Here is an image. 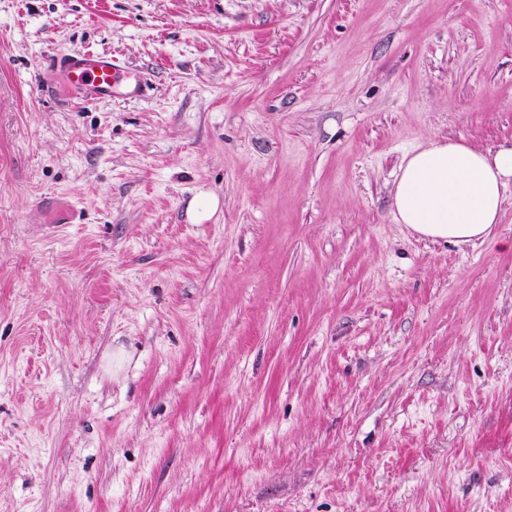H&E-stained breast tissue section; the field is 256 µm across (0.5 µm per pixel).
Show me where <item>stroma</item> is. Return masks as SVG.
Returning <instances> with one entry per match:
<instances>
[{
	"instance_id": "stroma-1",
	"label": "stroma",
	"mask_w": 512,
	"mask_h": 512,
	"mask_svg": "<svg viewBox=\"0 0 512 512\" xmlns=\"http://www.w3.org/2000/svg\"><path fill=\"white\" fill-rule=\"evenodd\" d=\"M442 139L512 146V0H0V512H512V185L391 210ZM64 72L71 88L90 99L112 98L119 90L130 98H139L145 91L141 73L128 70L105 54L70 56L65 60ZM510 183L512 148L492 153L462 141H432L404 159L393 215L422 237L455 244L483 240L499 222ZM218 208V199L209 192H200L191 202L192 221L199 224L210 218Z\"/></svg>"
}]
</instances>
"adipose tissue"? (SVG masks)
<instances>
[{"label": "adipose tissue", "mask_w": 512, "mask_h": 512, "mask_svg": "<svg viewBox=\"0 0 512 512\" xmlns=\"http://www.w3.org/2000/svg\"><path fill=\"white\" fill-rule=\"evenodd\" d=\"M512 185V148L474 149L432 141L407 156L392 195L397 223L433 240L470 243L489 236Z\"/></svg>", "instance_id": "adipose-tissue-1"}]
</instances>
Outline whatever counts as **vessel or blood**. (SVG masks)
I'll return each instance as SVG.
<instances>
[{
  "mask_svg": "<svg viewBox=\"0 0 512 512\" xmlns=\"http://www.w3.org/2000/svg\"><path fill=\"white\" fill-rule=\"evenodd\" d=\"M64 72L71 88L91 99H108L120 90L138 98L145 91L146 81L141 73L128 70L105 54L68 57Z\"/></svg>",
  "mask_w": 512,
  "mask_h": 512,
  "instance_id": "b4317fda",
  "label": "vessel or blood"
}]
</instances>
